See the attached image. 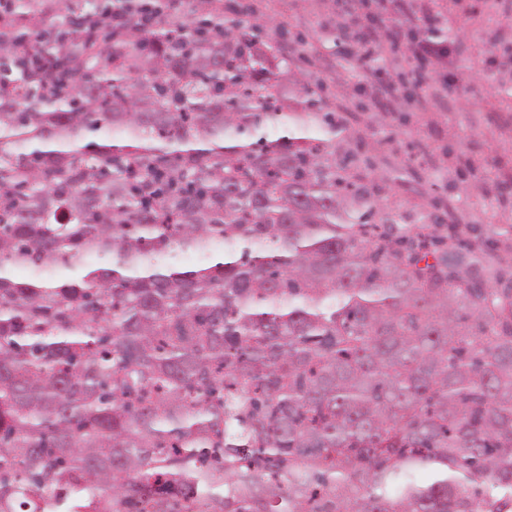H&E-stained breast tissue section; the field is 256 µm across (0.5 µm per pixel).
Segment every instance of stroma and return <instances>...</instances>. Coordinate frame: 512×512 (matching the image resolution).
Listing matches in <instances>:
<instances>
[{
  "label": "stroma",
  "mask_w": 512,
  "mask_h": 512,
  "mask_svg": "<svg viewBox=\"0 0 512 512\" xmlns=\"http://www.w3.org/2000/svg\"><path fill=\"white\" fill-rule=\"evenodd\" d=\"M252 2L265 35L281 28L319 46L309 74L323 81L332 111L364 131L366 173L389 188L396 212L413 217L443 198L460 222L490 233L512 225V198L499 197L512 184V94L492 54L493 44L512 46V0H414L416 12L441 11L466 49L442 61L427 93L395 88L383 109L356 60L322 46L331 0Z\"/></svg>",
  "instance_id": "1"
}]
</instances>
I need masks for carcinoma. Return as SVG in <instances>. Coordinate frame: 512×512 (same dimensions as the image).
<instances>
[{
  "instance_id": "cac0c4a2",
  "label": "carcinoma",
  "mask_w": 512,
  "mask_h": 512,
  "mask_svg": "<svg viewBox=\"0 0 512 512\" xmlns=\"http://www.w3.org/2000/svg\"><path fill=\"white\" fill-rule=\"evenodd\" d=\"M142 10L0 12V512H512L494 240L386 210L247 13Z\"/></svg>"
}]
</instances>
